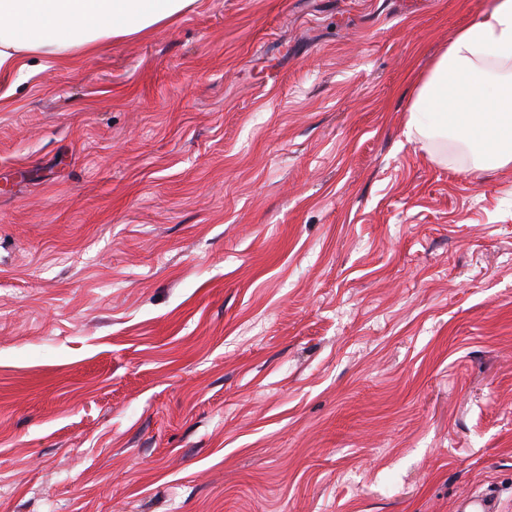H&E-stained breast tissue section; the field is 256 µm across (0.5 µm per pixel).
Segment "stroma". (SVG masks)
Segmentation results:
<instances>
[{
    "instance_id": "1",
    "label": "stroma",
    "mask_w": 512,
    "mask_h": 512,
    "mask_svg": "<svg viewBox=\"0 0 512 512\" xmlns=\"http://www.w3.org/2000/svg\"><path fill=\"white\" fill-rule=\"evenodd\" d=\"M494 0H203L0 76V512H512V170L403 135ZM462 512H499L497 498L492 490H487L478 495L471 496L459 505Z\"/></svg>"
}]
</instances>
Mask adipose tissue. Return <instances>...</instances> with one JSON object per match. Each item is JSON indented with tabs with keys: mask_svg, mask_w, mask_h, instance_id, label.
Listing matches in <instances>:
<instances>
[{
	"mask_svg": "<svg viewBox=\"0 0 512 512\" xmlns=\"http://www.w3.org/2000/svg\"><path fill=\"white\" fill-rule=\"evenodd\" d=\"M198 0H0V75L26 77V55L91 56L116 39L146 34L192 10ZM512 62V0L460 29L422 81L404 135L425 143L469 140L485 167L512 166V81L475 86L486 57Z\"/></svg>",
	"mask_w": 512,
	"mask_h": 512,
	"instance_id": "obj_1",
	"label": "adipose tissue"
}]
</instances>
